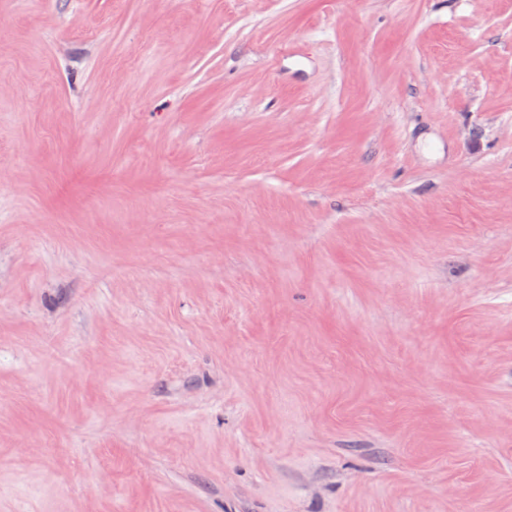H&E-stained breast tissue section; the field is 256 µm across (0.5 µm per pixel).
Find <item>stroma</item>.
Returning a JSON list of instances; mask_svg holds the SVG:
<instances>
[{
  "instance_id": "obj_1",
  "label": "stroma",
  "mask_w": 512,
  "mask_h": 512,
  "mask_svg": "<svg viewBox=\"0 0 512 512\" xmlns=\"http://www.w3.org/2000/svg\"><path fill=\"white\" fill-rule=\"evenodd\" d=\"M0 512H512V0H0Z\"/></svg>"
}]
</instances>
